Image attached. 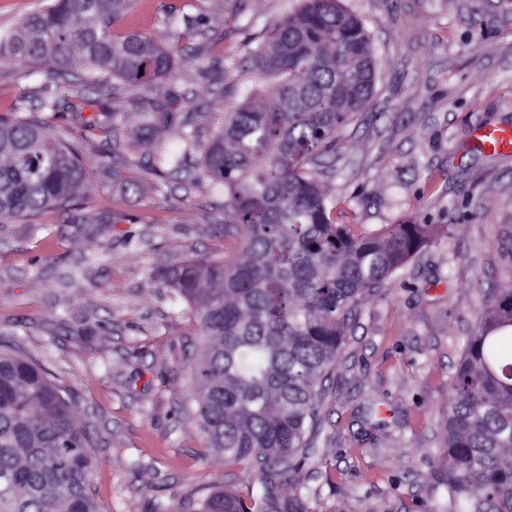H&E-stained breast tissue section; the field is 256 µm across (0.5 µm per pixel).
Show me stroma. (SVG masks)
Wrapping results in <instances>:
<instances>
[{"instance_id": "stroma-1", "label": "stroma", "mask_w": 512, "mask_h": 512, "mask_svg": "<svg viewBox=\"0 0 512 512\" xmlns=\"http://www.w3.org/2000/svg\"><path fill=\"white\" fill-rule=\"evenodd\" d=\"M302 0H135L112 25L173 48L171 77L87 90L124 120L114 143L84 142L93 167L65 211L0 223V344L38 359L65 385L96 441L90 490L101 512H191L213 487L244 490L198 428L188 366L202 338L194 312L153 282L198 255H239L224 191L177 130L141 134V103L175 90L199 141L243 100L264 103L246 46ZM373 39L367 111L340 132L319 181L339 224H437L440 233L362 302L324 381L327 400L296 481L320 512H445L448 383L484 302L512 286V155L463 139L512 127V0H342ZM202 36L175 38L183 18ZM74 77L0 67V114L22 95L71 98ZM160 151L185 153L164 189L144 173Z\"/></svg>"}]
</instances>
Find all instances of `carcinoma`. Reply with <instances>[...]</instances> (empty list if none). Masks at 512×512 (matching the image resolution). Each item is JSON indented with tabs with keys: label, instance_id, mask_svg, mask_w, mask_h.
<instances>
[{
	"label": "carcinoma",
	"instance_id": "1",
	"mask_svg": "<svg viewBox=\"0 0 512 512\" xmlns=\"http://www.w3.org/2000/svg\"><path fill=\"white\" fill-rule=\"evenodd\" d=\"M134 0H49L0 31V62L49 74L79 69L94 83L165 79L174 55L139 33L120 39L112 24ZM269 96L224 113L205 145L192 116L171 95L148 102L141 134L177 128L201 149L204 175L224 186V211L247 234L243 257L191 259L159 279L196 314L203 337L191 371L198 427L227 466L256 482L239 494L215 488L196 512H317L319 494L294 481L306 459V420L321 403L348 321L363 298L438 232L435 224H387L357 233L333 219L311 165L374 93L368 30L340 0H303L300 9L249 49ZM71 108L43 99L0 115V222L65 209L89 170L78 141L55 136L43 112ZM80 127L109 137L122 113L99 108ZM159 154L147 170L178 171ZM512 289L493 295L465 337L451 378L440 471L448 512H512ZM95 442L72 400L43 366L0 347V512H101L90 492ZM292 491H283L284 484Z\"/></svg>",
	"mask_w": 512,
	"mask_h": 512
}]
</instances>
